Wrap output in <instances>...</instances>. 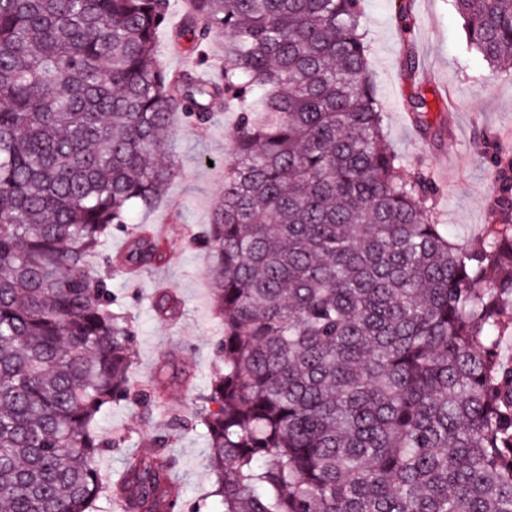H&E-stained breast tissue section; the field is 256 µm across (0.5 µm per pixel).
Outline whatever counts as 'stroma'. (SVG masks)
Here are the masks:
<instances>
[{
    "label": "stroma",
    "instance_id": "35a3bbf8",
    "mask_svg": "<svg viewBox=\"0 0 512 512\" xmlns=\"http://www.w3.org/2000/svg\"><path fill=\"white\" fill-rule=\"evenodd\" d=\"M365 42L377 97L384 110L385 137L403 160L402 177L424 172L434 186L430 203L452 240L475 243L490 221L499 195L491 163L493 149L512 154V70L492 73L465 39L463 20L452 0H413L409 33L398 26L395 0H362ZM420 60L414 79L402 71L405 45ZM424 93L430 136H423L405 110L410 95ZM237 115L216 112L202 127L175 119L164 143L178 167L156 206L135 210L124 230L113 232L106 250H125L129 238L154 227L165 245L166 260L151 269L112 276V292L134 318L136 383L148 384L159 360L179 353L195 373L192 390L177 388L165 400L167 408L185 415L195 410V393L205 388L219 364L215 347L222 337L208 302L211 282L206 270L210 254L194 242L224 188V163L233 152ZM165 288L183 304L180 320L166 322L153 310L157 289ZM101 433L123 432V450L96 459L101 481L115 478L125 454L136 451L153 425L127 405L106 409L97 419ZM170 452L177 460L173 488L196 512H219L210 495L209 442L204 430L178 436Z\"/></svg>",
    "mask_w": 512,
    "mask_h": 512
}]
</instances>
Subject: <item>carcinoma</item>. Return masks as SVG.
<instances>
[{
    "instance_id": "cac0c4a2",
    "label": "carcinoma",
    "mask_w": 512,
    "mask_h": 512,
    "mask_svg": "<svg viewBox=\"0 0 512 512\" xmlns=\"http://www.w3.org/2000/svg\"><path fill=\"white\" fill-rule=\"evenodd\" d=\"M491 69L512 0H453ZM172 0H0V512H94L98 415L150 416L178 373L132 379L136 331L104 245L177 175L174 116L239 113L224 190L195 237L214 263L223 364L125 457L124 512H182L173 440L197 427L224 512H512V158L476 246L384 145L361 0H187L179 38L224 35L218 81L174 78ZM428 129V102L410 101ZM130 238L122 265L162 262ZM163 318L182 303L159 293ZM180 20L181 13L179 11L173 12L167 26L159 34L162 64L170 73H179L183 71L182 69L191 66L192 62H195V53L183 41L180 42L178 52L168 49L171 31L180 23Z\"/></svg>"
}]
</instances>
